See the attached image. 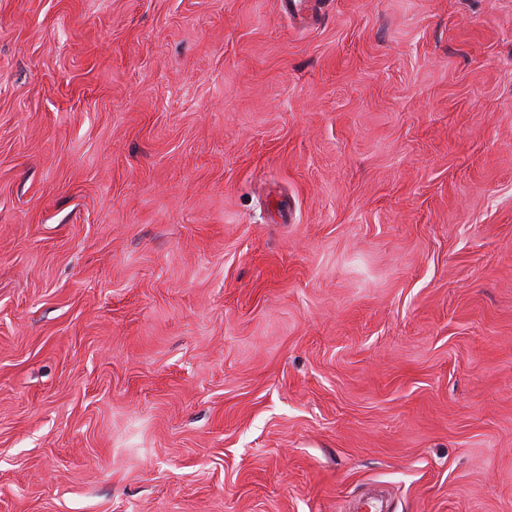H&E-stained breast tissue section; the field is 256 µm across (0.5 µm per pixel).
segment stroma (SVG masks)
<instances>
[{
  "label": "stroma",
  "mask_w": 512,
  "mask_h": 512,
  "mask_svg": "<svg viewBox=\"0 0 512 512\" xmlns=\"http://www.w3.org/2000/svg\"><path fill=\"white\" fill-rule=\"evenodd\" d=\"M512 512V0H0V512Z\"/></svg>",
  "instance_id": "stroma-1"
}]
</instances>
